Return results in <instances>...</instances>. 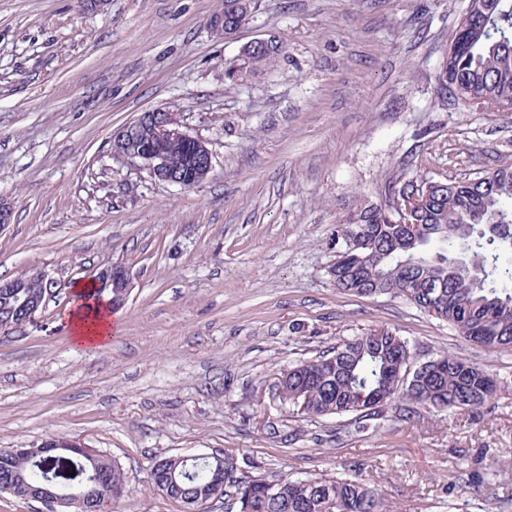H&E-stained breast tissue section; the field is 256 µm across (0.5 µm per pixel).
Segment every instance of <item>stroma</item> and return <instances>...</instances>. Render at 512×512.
<instances>
[{"instance_id":"stroma-1","label":"stroma","mask_w":512,"mask_h":512,"mask_svg":"<svg viewBox=\"0 0 512 512\" xmlns=\"http://www.w3.org/2000/svg\"><path fill=\"white\" fill-rule=\"evenodd\" d=\"M466 4L259 0L224 39L209 28L224 0H0V279L38 266L55 283L32 322L0 333V448L62 436L119 460L129 493L112 512H183L151 461L212 453L255 475L362 478L398 512H512V388L480 419L389 408L363 431L357 414L303 419L271 392L288 364L377 326L417 361L445 351L512 379V351L329 275L356 197L512 158V112L467 111L438 80ZM269 36L277 65L229 81L225 60ZM154 108L211 150L197 186L113 157V132ZM112 264L132 280L117 328L76 350L73 288Z\"/></svg>"}]
</instances>
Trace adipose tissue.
Returning a JSON list of instances; mask_svg holds the SVG:
<instances>
[{"instance_id": "1", "label": "adipose tissue", "mask_w": 512, "mask_h": 512, "mask_svg": "<svg viewBox=\"0 0 512 512\" xmlns=\"http://www.w3.org/2000/svg\"><path fill=\"white\" fill-rule=\"evenodd\" d=\"M91 283H80L74 288L76 298L69 312L68 322L72 342L77 349L91 351L107 343L112 336V315L103 300L94 295Z\"/></svg>"}]
</instances>
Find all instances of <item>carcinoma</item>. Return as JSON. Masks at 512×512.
Here are the masks:
<instances>
[{"label":"carcinoma","instance_id":"obj_1","mask_svg":"<svg viewBox=\"0 0 512 512\" xmlns=\"http://www.w3.org/2000/svg\"><path fill=\"white\" fill-rule=\"evenodd\" d=\"M258 2L224 0V16L242 28ZM282 53L281 45L250 50L238 79L273 67ZM439 81L484 103L512 99V0H488L452 65L440 69ZM160 150L170 168L190 183L196 179L191 143L173 140ZM415 220L421 230L414 238L391 223L377 203L358 199L336 224L332 238V267L340 269L336 289L402 298L480 346L512 350V269L499 264L500 253H512V233L494 225L512 221V161H503L477 182L462 177L433 187ZM410 354L408 340L397 332L370 329L331 352L289 366L278 377L283 386L278 401L288 412L306 417L356 412L376 419L386 405L395 406L399 415L417 405L438 404L481 417L508 385L448 353L433 357L419 376H407ZM223 471L224 498L234 501L238 512H395L374 486L323 477H280L269 486L267 478L249 474L230 454L222 462L158 456L150 480L181 502L184 512H203V492ZM92 476L112 489V499L126 493L124 471L114 459L92 460L76 450L31 455L0 449V487L16 488L18 498L32 483L52 479L77 501L66 512H96L100 503L84 495L83 481Z\"/></svg>","mask_w":512,"mask_h":512}]
</instances>
